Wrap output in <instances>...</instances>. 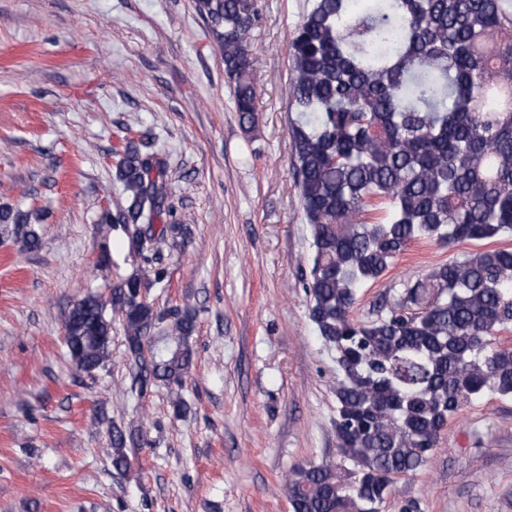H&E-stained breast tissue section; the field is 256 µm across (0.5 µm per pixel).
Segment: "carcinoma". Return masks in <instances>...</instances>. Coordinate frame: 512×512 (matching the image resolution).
Wrapping results in <instances>:
<instances>
[{
  "label": "carcinoma",
  "mask_w": 512,
  "mask_h": 512,
  "mask_svg": "<svg viewBox=\"0 0 512 512\" xmlns=\"http://www.w3.org/2000/svg\"><path fill=\"white\" fill-rule=\"evenodd\" d=\"M314 0L288 44L293 170L312 265L308 317L336 351L337 455L285 479L291 512H381L401 479L434 454L448 419L485 395L512 399V247L452 258L402 284L356 321L358 289L410 244L443 246L512 234V5L508 0ZM215 33L241 126L256 125L250 37L257 0H196ZM119 227L142 266L69 312L75 373L105 367L112 316L123 323L140 395L163 385L174 413L193 365L191 308L163 316L141 288L163 282L148 254L182 227L155 230L171 187L162 162L128 143L116 171ZM27 248L31 214L0 207ZM112 468L130 474L141 427L111 428Z\"/></svg>",
  "instance_id": "carcinoma-1"
}]
</instances>
